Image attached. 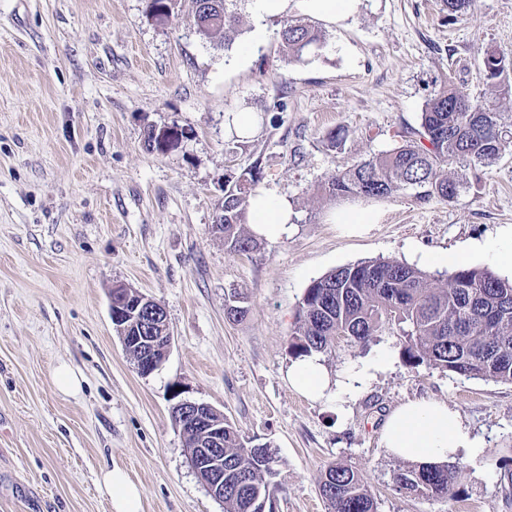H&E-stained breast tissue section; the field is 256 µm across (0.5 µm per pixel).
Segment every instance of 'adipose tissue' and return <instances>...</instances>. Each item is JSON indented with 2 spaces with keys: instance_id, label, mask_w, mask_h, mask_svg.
Here are the masks:
<instances>
[{
  "instance_id": "obj_1",
  "label": "adipose tissue",
  "mask_w": 512,
  "mask_h": 512,
  "mask_svg": "<svg viewBox=\"0 0 512 512\" xmlns=\"http://www.w3.org/2000/svg\"><path fill=\"white\" fill-rule=\"evenodd\" d=\"M259 18H282L296 13L340 24L359 10L361 0H254ZM294 210L288 198L258 188L249 198L248 218L256 237L282 239L293 230ZM288 381L300 394L315 399H335L333 382L319 356L294 360ZM381 441L387 452L417 465H433L454 460L474 442L457 412L447 403L415 400L394 409L385 420ZM99 486L108 495L114 512H142V492L127 472L114 467L103 469Z\"/></svg>"
}]
</instances>
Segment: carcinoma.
<instances>
[{
  "label": "carcinoma",
  "mask_w": 512,
  "mask_h": 512,
  "mask_svg": "<svg viewBox=\"0 0 512 512\" xmlns=\"http://www.w3.org/2000/svg\"><path fill=\"white\" fill-rule=\"evenodd\" d=\"M147 17L171 18L176 0H146ZM237 0H193L196 30L215 45L238 32ZM280 47L299 60L320 46L323 32L301 20L284 21ZM486 85L512 91V61L497 49L483 54ZM512 146V117L475 99L452 80L441 83L425 102L420 130L398 146L361 160L333 175L323 187L332 199H384L411 192L416 201L453 202L465 189L453 164L489 166ZM262 174L252 167L224 187V242L248 253L255 240L246 229L249 197ZM390 327L404 337L403 356L468 378L512 384V279L488 268L463 266L434 280L422 270L393 259L339 267L306 288L289 342L291 354L326 353L344 337L365 344ZM269 444L251 448L236 428L224 423V512H258L280 489L278 460ZM460 468L448 463L408 466L394 475L395 486L427 497H456ZM319 491L328 512H377L374 495L355 467L345 462L323 471Z\"/></svg>",
  "instance_id": "carcinoma-1"
}]
</instances>
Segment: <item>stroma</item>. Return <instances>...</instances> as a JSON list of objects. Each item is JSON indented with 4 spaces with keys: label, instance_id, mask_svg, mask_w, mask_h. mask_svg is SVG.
<instances>
[{
    "label": "stroma",
    "instance_id": "35a3bbf8",
    "mask_svg": "<svg viewBox=\"0 0 512 512\" xmlns=\"http://www.w3.org/2000/svg\"><path fill=\"white\" fill-rule=\"evenodd\" d=\"M237 12L220 47L197 33L191 0L165 26L146 0H0V512H110L96 478L111 464L141 487L143 512H224L172 420L178 397L222 411L246 445L270 443L277 512H327L318 482L339 461L358 468L377 512H512V384L410 365L386 329L322 354L354 385L342 404L301 395L287 375L298 305L336 268L389 258L439 280L461 266L512 277V148L452 203L321 192L419 130L442 80L489 97L482 57L512 53V0H475L457 18L442 0H361L300 61L278 47L280 20L257 42L251 0ZM242 109L258 118L246 140L224 123ZM171 125L181 146L148 150L147 130ZM254 166L261 188L291 201L295 227L238 254L214 223L225 184ZM355 209L373 223L328 219ZM119 285L167 312L172 347L151 374L112 323ZM235 298L245 318L227 317ZM62 365L77 392L55 386ZM419 399L447 402L479 448L457 458L455 499L393 483L402 461L381 428Z\"/></svg>",
    "mask_w": 512,
    "mask_h": 512
}]
</instances>
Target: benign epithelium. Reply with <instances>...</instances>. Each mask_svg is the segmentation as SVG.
I'll use <instances>...</instances> for the list:
<instances>
[{"mask_svg": "<svg viewBox=\"0 0 512 512\" xmlns=\"http://www.w3.org/2000/svg\"><path fill=\"white\" fill-rule=\"evenodd\" d=\"M154 138L161 152L168 153L177 148L183 140V132L176 126L154 129ZM110 311L115 328L122 342L132 343L141 348L142 354L137 360L138 370L147 375L160 367L153 356L158 349L170 351L171 332L156 335V331L168 324L167 312L162 304L147 297L140 301L131 300V296L117 287L112 289ZM176 426H191L202 432L204 441L192 455L191 466L200 482L218 501H224V421H216L213 416L221 411L213 406L190 400H179L171 409Z\"/></svg>", "mask_w": 512, "mask_h": 512, "instance_id": "1", "label": "benign epithelium"}]
</instances>
